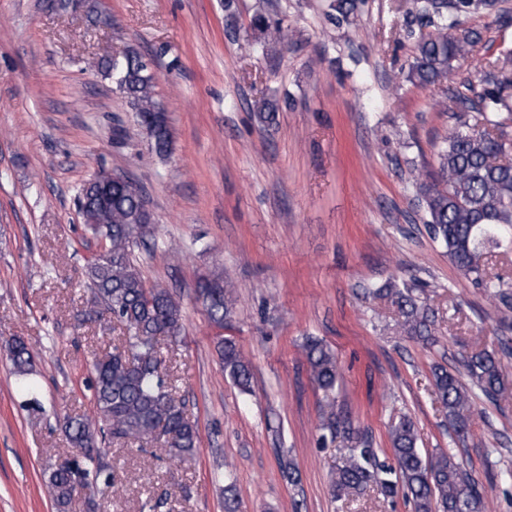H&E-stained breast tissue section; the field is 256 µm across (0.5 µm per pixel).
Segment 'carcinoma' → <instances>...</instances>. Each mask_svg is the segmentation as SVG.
Listing matches in <instances>:
<instances>
[{"mask_svg": "<svg viewBox=\"0 0 512 512\" xmlns=\"http://www.w3.org/2000/svg\"><path fill=\"white\" fill-rule=\"evenodd\" d=\"M499 0H413L408 11L418 26L416 56L409 65V79L420 87L448 79L454 64L482 41L479 30L466 26L477 13L498 11ZM354 0H329L331 18L347 17ZM252 25L260 32L253 47L265 54L285 37L283 20L257 14ZM432 27L434 33H424ZM96 66L129 100L139 123L147 131L151 148L158 154L169 151L168 119L155 99V73L151 62L127 52ZM448 118L451 125L437 150L438 177L419 183V193L431 237L445 246L448 257L463 276L490 299L512 306V280L489 271L493 251L501 248L500 232L512 228V50L482 64L476 81L447 88ZM279 102L262 99L254 112L262 123H272ZM110 178L102 172L85 184L78 194V207L86 228L104 243L103 250L87 262L84 273L93 291L95 314L107 315L127 329L126 348L114 349L93 366L94 410L70 416L66 433L79 453L65 461L49 476L48 484L59 512H68L75 496H105L114 488V477L96 448L106 442H150L173 460L192 458L198 443L197 426L185 413L184 403L174 392L162 357L160 341L176 343L183 332L181 305L159 285L146 286L138 264L136 248L152 235V216L143 211L142 201L127 183H112L109 194L100 181ZM376 293L398 309L397 332L420 341L432 339L435 313L422 300V290L405 285H388ZM196 295L212 321L224 323L232 313V287L219 277L199 281ZM313 381L328 394L336 384L337 365L332 350L317 339L304 346ZM224 374L244 393L250 391L249 362L235 342L218 341ZM8 357L21 377L24 406L41 409L37 387L28 381L33 354L29 344L15 337ZM464 366L472 387L490 401L512 397V382L496 354L487 350L470 353ZM433 386L445 417L461 444L470 436L478 414L471 387L443 366L433 371ZM392 462L380 459L377 449L357 430L345 426L342 437L346 451L332 483L334 496L341 499L364 494L376 487L385 497L403 492L415 512H481L479 482L468 472L462 459L441 452L427 458L418 448V436L411 417L403 414L389 429ZM280 470L292 485L301 482L293 459L283 454Z\"/></svg>", "mask_w": 512, "mask_h": 512, "instance_id": "cac0c4a2", "label": "carcinoma"}]
</instances>
